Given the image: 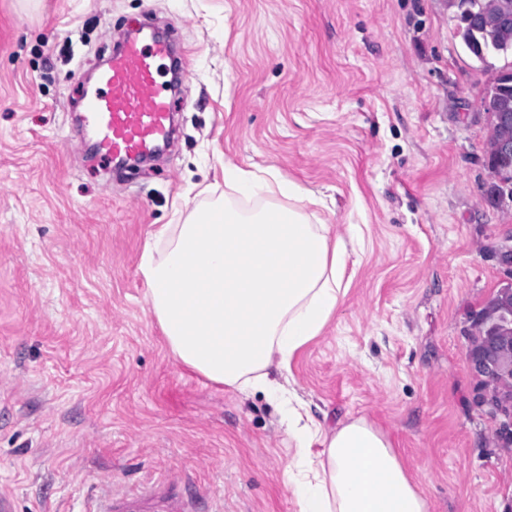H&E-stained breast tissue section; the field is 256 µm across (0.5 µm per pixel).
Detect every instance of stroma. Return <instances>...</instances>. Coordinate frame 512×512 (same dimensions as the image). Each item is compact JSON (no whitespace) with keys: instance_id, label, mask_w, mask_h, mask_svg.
<instances>
[{"instance_id":"35a3bbf8","label":"stroma","mask_w":512,"mask_h":512,"mask_svg":"<svg viewBox=\"0 0 512 512\" xmlns=\"http://www.w3.org/2000/svg\"><path fill=\"white\" fill-rule=\"evenodd\" d=\"M164 29L176 130L117 171L82 106L129 27ZM448 0H0V494L87 512L102 486L196 512H298L263 393L170 353L139 269L150 232L273 167L360 240L348 291L291 364L326 425L388 435L431 512H512V450L470 405V315L503 284L512 203L488 193L478 62Z\"/></svg>"}]
</instances>
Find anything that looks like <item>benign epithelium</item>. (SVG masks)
Masks as SVG:
<instances>
[{"label": "benign epithelium", "instance_id": "obj_1", "mask_svg": "<svg viewBox=\"0 0 512 512\" xmlns=\"http://www.w3.org/2000/svg\"><path fill=\"white\" fill-rule=\"evenodd\" d=\"M469 24L490 32L512 30V0H484ZM498 136L490 139L485 165L490 172L491 196L512 201V177L500 170V163L512 157V111L503 102L500 90L492 86L482 97ZM498 264L507 275V283L484 305L485 311L473 312L471 333L466 336L465 359L472 376L479 381L472 403L496 422L495 438L503 446H512V236L502 239L495 251Z\"/></svg>", "mask_w": 512, "mask_h": 512}]
</instances>
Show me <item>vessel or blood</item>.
I'll use <instances>...</instances> for the list:
<instances>
[{
    "mask_svg": "<svg viewBox=\"0 0 512 512\" xmlns=\"http://www.w3.org/2000/svg\"><path fill=\"white\" fill-rule=\"evenodd\" d=\"M170 41L134 30L122 49L113 53L104 86L87 97L85 118L97 131L101 158L110 162L145 157L169 136L173 101L159 75L170 58ZM95 512H187L184 500L171 496L101 494Z\"/></svg>",
    "mask_w": 512,
    "mask_h": 512,
    "instance_id": "1",
    "label": "vessel or blood"
}]
</instances>
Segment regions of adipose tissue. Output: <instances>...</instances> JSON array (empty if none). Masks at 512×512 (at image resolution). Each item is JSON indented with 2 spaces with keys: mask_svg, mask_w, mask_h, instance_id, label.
<instances>
[{
  "mask_svg": "<svg viewBox=\"0 0 512 512\" xmlns=\"http://www.w3.org/2000/svg\"><path fill=\"white\" fill-rule=\"evenodd\" d=\"M224 201L160 225L140 271L167 345L209 380L260 390L282 409L291 457L285 487L299 512H430L388 436L366 418L327 427L271 377L322 335L347 293L351 251L314 223L315 195L275 168L224 164ZM259 200L242 210L239 200Z\"/></svg>",
  "mask_w": 512,
  "mask_h": 512,
  "instance_id": "adipose-tissue-1",
  "label": "adipose tissue"
}]
</instances>
